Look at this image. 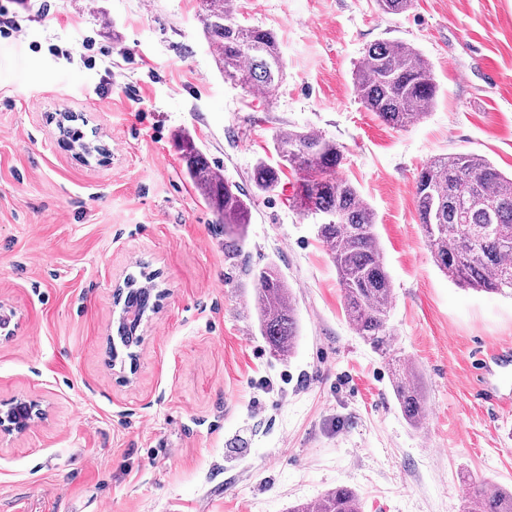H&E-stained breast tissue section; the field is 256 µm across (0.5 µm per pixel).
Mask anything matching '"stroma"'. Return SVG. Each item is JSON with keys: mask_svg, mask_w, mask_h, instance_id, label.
I'll use <instances>...</instances> for the list:
<instances>
[{"mask_svg": "<svg viewBox=\"0 0 512 512\" xmlns=\"http://www.w3.org/2000/svg\"><path fill=\"white\" fill-rule=\"evenodd\" d=\"M49 2L24 0L20 41L0 42V308L13 329L0 337V404L45 412L24 433L0 431V512H288L340 485L364 512H463L466 483L511 488L512 373L491 376L501 398L486 399L476 354L512 351V297L439 270L415 186L446 154L512 172V0H413L398 15L376 0H236L241 21L281 41L286 79L269 98L225 81L198 0ZM383 40L416 47L438 84L405 128L382 123L354 85ZM60 111L104 155L65 150ZM295 127L336 141L337 177L376 213L388 327L426 394L423 424L393 396L392 361L346 318L315 221L292 206L295 173L253 188L256 159L276 162L275 134ZM184 133L249 192L242 240L185 178ZM143 264L163 297L136 368L120 369L113 287ZM269 264L296 302L284 356L259 330L255 274Z\"/></svg>", "mask_w": 512, "mask_h": 512, "instance_id": "stroma-1", "label": "stroma"}]
</instances>
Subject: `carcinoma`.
I'll use <instances>...</instances> for the list:
<instances>
[{
  "label": "carcinoma",
  "mask_w": 512,
  "mask_h": 512,
  "mask_svg": "<svg viewBox=\"0 0 512 512\" xmlns=\"http://www.w3.org/2000/svg\"><path fill=\"white\" fill-rule=\"evenodd\" d=\"M200 20L224 78L246 91L275 93L286 77L276 34L238 21L235 0H200ZM386 14H400L412 0H376ZM355 85L366 108L385 124L404 128L423 117L435 99L431 65L410 44L381 41L370 45L355 73ZM183 172L224 225V233L242 238L250 223V199L232 181L217 177L200 146L189 135L177 139ZM283 166L298 175L294 207L321 218L317 236L336 267L344 311L357 334L375 352L390 354L388 317L394 294L377 232L376 215L357 188L336 177L343 160L335 141L305 130L274 137ZM281 167L259 160L251 180L269 192L280 181ZM419 221L436 266L456 284L486 293L512 292V174L488 160L455 153L429 161L416 181ZM152 280L146 267L126 279L129 290L110 338L112 362L135 359L140 321L155 312L161 294L137 288ZM260 334L284 354L294 348L297 318L293 294L279 270L268 265L256 276ZM392 390L409 423L425 413V395L414 368L394 370ZM316 512H363L357 493L339 486L318 501ZM463 512H512V491L482 482L467 488Z\"/></svg>",
  "instance_id": "carcinoma-1"
}]
</instances>
